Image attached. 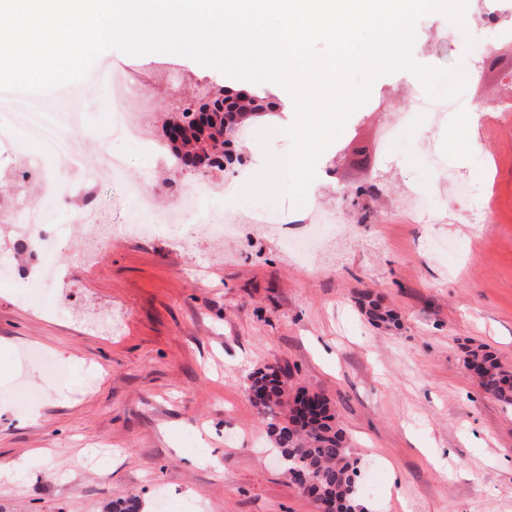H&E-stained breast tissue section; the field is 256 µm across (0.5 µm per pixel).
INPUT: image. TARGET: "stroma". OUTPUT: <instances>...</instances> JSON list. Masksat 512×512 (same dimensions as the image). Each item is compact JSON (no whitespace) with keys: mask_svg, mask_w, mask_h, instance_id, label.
Instances as JSON below:
<instances>
[{"mask_svg":"<svg viewBox=\"0 0 512 512\" xmlns=\"http://www.w3.org/2000/svg\"><path fill=\"white\" fill-rule=\"evenodd\" d=\"M471 25L495 20L490 43L475 41L443 13L416 23L413 60L479 68L465 94L477 114L464 144L446 142L449 124L380 148L387 113L409 111L426 90L399 70L375 80L368 101L319 156L321 180L301 215L332 210L353 245L340 259L296 256L258 230L265 206L239 203L240 228L216 244L205 226L224 200L190 215L191 246L164 230L112 243L86 260L81 241L57 256L64 273L53 296L39 290L40 259L0 226V512H107L138 495L152 512L156 489L167 512H318L268 454L266 427L248 391L249 374L287 366L289 390L323 394L357 461L369 512H512V407L485 394L464 367L487 350L512 369V0H468ZM103 62L133 87L126 111L163 132L182 102L251 89L288 103L274 83L250 84L178 55L110 50ZM83 153L120 160L113 179L71 188L52 208L67 224L97 208L100 221L132 223L128 183L179 201L197 172L172 167L136 142L85 140ZM233 160L210 169L214 185L244 183L263 166L257 140H237ZM436 153L460 171L493 221L469 223L467 204L443 197L427 165ZM427 194L431 219L405 208ZM378 298L398 318L376 328L358 307ZM35 350L61 369L49 383L35 363L15 370V352ZM24 372L28 388L15 387Z\"/></svg>","mask_w":512,"mask_h":512,"instance_id":"stroma-1","label":"stroma"}]
</instances>
